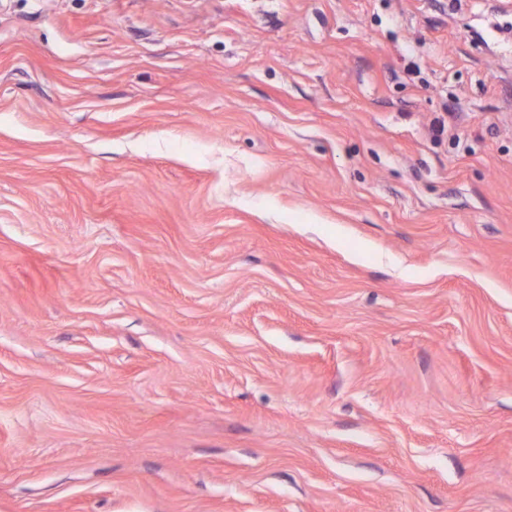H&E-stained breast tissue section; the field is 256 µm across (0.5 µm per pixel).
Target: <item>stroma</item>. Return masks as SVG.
<instances>
[{
    "label": "stroma",
    "instance_id": "35a3bbf8",
    "mask_svg": "<svg viewBox=\"0 0 512 512\" xmlns=\"http://www.w3.org/2000/svg\"><path fill=\"white\" fill-rule=\"evenodd\" d=\"M0 512H512V0H0Z\"/></svg>",
    "mask_w": 512,
    "mask_h": 512
}]
</instances>
